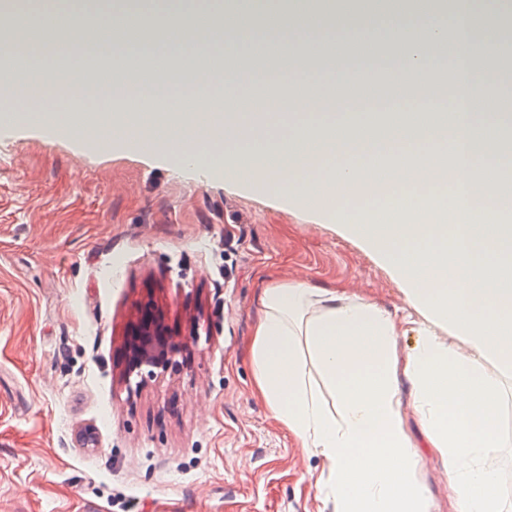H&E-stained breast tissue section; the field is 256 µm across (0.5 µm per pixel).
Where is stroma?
Here are the masks:
<instances>
[{
    "instance_id": "1",
    "label": "stroma",
    "mask_w": 512,
    "mask_h": 512,
    "mask_svg": "<svg viewBox=\"0 0 512 512\" xmlns=\"http://www.w3.org/2000/svg\"><path fill=\"white\" fill-rule=\"evenodd\" d=\"M297 279L408 312L383 264L274 190L0 121V512H333L252 392L258 292ZM147 305L182 351L131 394ZM418 477L453 512L434 454Z\"/></svg>"
}]
</instances>
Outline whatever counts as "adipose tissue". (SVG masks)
<instances>
[{
    "mask_svg": "<svg viewBox=\"0 0 512 512\" xmlns=\"http://www.w3.org/2000/svg\"><path fill=\"white\" fill-rule=\"evenodd\" d=\"M437 0L413 15L393 0L372 16L370 30L399 49V69L389 97L411 103L405 122L386 114L363 120L336 119L323 110L325 90L317 84L284 94L279 82L266 86L265 100L286 103L303 114L287 131L257 116L256 100L243 87L254 69L213 76L208 62L229 40L253 27L252 15L211 19L200 26L182 4L144 12L126 5L113 10L100 0L96 11L73 4L57 41L68 58L91 45L92 26L134 23L137 42L166 38L170 61L191 73L197 93L172 99L166 93L100 83L98 101L118 102L120 113L99 109L65 67H47L34 89L14 91L0 107L20 125L74 120L83 125V145L97 149V129L113 144L129 148L150 141L177 163L203 167L213 176L249 188L276 185L288 203L336 222L384 264L408 306L416 313V345L397 346L399 325L382 306L358 295L320 288L305 280L262 288L260 314L251 345L253 390L284 424L299 448L318 458L316 486L334 512H430V499L417 471L424 458L407 433L401 386L433 453L448 473L454 512H512V488L488 461L505 446L498 418L504 378H512V259L501 256L512 226L495 210L472 202L471 189L499 195L492 177L493 150L478 155V139H494L479 117L494 109L499 86L485 70L467 67L478 50L470 28L492 23L464 0L460 14L434 25ZM350 15L337 9L296 17L278 12L272 34L286 57L314 53L331 34L347 31ZM458 53L449 77L434 63L447 36ZM455 112L450 127L434 128L431 117ZM413 177H393L397 194L388 208L367 211L339 206L338 196L360 194L374 165L393 162ZM455 171L450 192L443 176Z\"/></svg>",
    "mask_w": 512,
    "mask_h": 512,
    "instance_id": "adipose-tissue-1",
    "label": "adipose tissue"
}]
</instances>
